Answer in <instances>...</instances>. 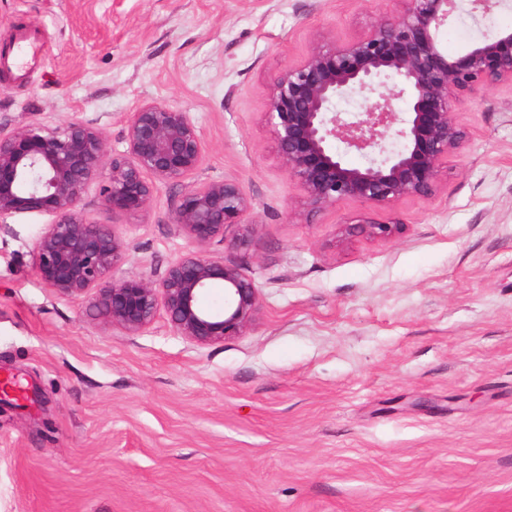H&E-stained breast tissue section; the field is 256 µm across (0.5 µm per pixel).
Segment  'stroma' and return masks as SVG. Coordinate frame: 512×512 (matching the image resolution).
Wrapping results in <instances>:
<instances>
[{
  "instance_id": "35a3bbf8",
  "label": "stroma",
  "mask_w": 512,
  "mask_h": 512,
  "mask_svg": "<svg viewBox=\"0 0 512 512\" xmlns=\"http://www.w3.org/2000/svg\"><path fill=\"white\" fill-rule=\"evenodd\" d=\"M395 0H0V128L97 123L114 152L153 101L188 112L193 183L239 180L245 245L210 251L260 290L243 335L199 347L164 313L102 328L37 275L52 218L0 225V512H512V84L463 100L435 193L308 208L282 170L270 83L317 37L344 43ZM440 32L449 53L511 27ZM41 55L13 60L20 36ZM183 183L140 216L87 217L160 279L190 248ZM399 222L389 241L345 224Z\"/></svg>"
}]
</instances>
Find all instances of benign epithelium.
Here are the masks:
<instances>
[{"instance_id": "1", "label": "benign epithelium", "mask_w": 512, "mask_h": 512, "mask_svg": "<svg viewBox=\"0 0 512 512\" xmlns=\"http://www.w3.org/2000/svg\"><path fill=\"white\" fill-rule=\"evenodd\" d=\"M397 18H378L347 43L320 38L297 65L274 78L267 103L280 164L301 188L304 202L322 208L343 199L379 207L405 197H429L448 156L462 150L465 133L455 119L461 98L512 83V28L451 55L440 30L460 8L458 0H400ZM470 13L485 17L497 0H469ZM363 99L348 121L336 100ZM407 98L409 111L393 100ZM126 150L115 153L99 126L73 119L55 127L0 129V222L18 213L53 217L34 242L36 270L60 297L85 298L90 315L105 328L129 336L143 332L158 310L173 331L198 347L245 333L260 311L254 281L209 252L234 232L246 244L253 202L236 179L190 185L178 198L171 223L191 244L156 281L124 273L127 244L108 224L90 222L84 200L99 187L106 209L129 216L150 210L159 183L179 182L197 171L203 143L188 113L154 102L127 120ZM345 151L367 158L349 166ZM394 222L368 218L343 226L341 235L388 241ZM224 285V310L203 307L201 295Z\"/></svg>"}]
</instances>
